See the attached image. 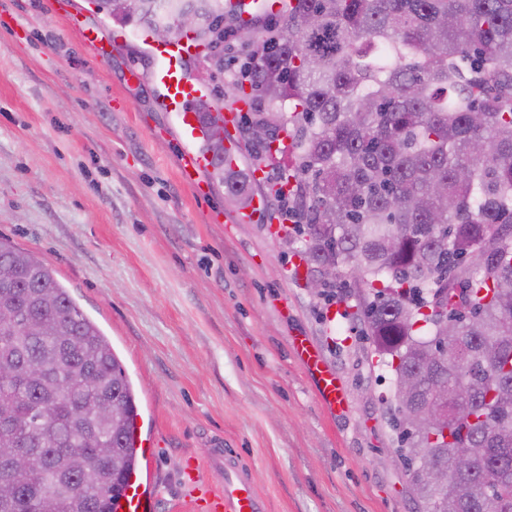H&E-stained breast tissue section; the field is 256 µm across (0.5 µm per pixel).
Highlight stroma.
Here are the masks:
<instances>
[{
  "label": "stroma",
  "mask_w": 512,
  "mask_h": 512,
  "mask_svg": "<svg viewBox=\"0 0 512 512\" xmlns=\"http://www.w3.org/2000/svg\"><path fill=\"white\" fill-rule=\"evenodd\" d=\"M98 28V61L78 27ZM141 28L85 0H0V235L41 258L100 328L131 381L155 512H188L224 483L217 446L248 465L269 512H415L386 414L394 388L364 333L363 292L312 294L301 241L241 224L223 185L178 176L192 149L158 111ZM221 212L222 223L211 222ZM307 339L342 386L323 404L293 348Z\"/></svg>",
  "instance_id": "1"
}]
</instances>
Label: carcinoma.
<instances>
[{
    "label": "carcinoma",
    "mask_w": 512,
    "mask_h": 512,
    "mask_svg": "<svg viewBox=\"0 0 512 512\" xmlns=\"http://www.w3.org/2000/svg\"><path fill=\"white\" fill-rule=\"evenodd\" d=\"M225 0H88L95 13L151 31L193 12L199 36L224 25ZM263 53L245 59L253 119L287 131L270 190L281 221L304 236L308 275L333 260L372 293L364 307L376 354L421 384L392 397L409 477L438 465L448 485L411 481L422 512H512V0H285L252 20ZM288 25V37L272 33ZM202 150L237 207L251 172L226 170L224 137ZM0 305L42 325L0 332V447L33 465L0 479V512H115L137 467L136 397L112 346L49 265L0 241ZM381 287H376V284ZM448 305L443 327L422 309ZM431 337L415 338L419 322ZM447 396L448 439L402 426ZM103 400L117 416L98 417ZM471 449L461 471L456 454Z\"/></svg>",
    "instance_id": "obj_1"
}]
</instances>
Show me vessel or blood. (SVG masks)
<instances>
[{"instance_id": "obj_1", "label": "vessel or blood", "mask_w": 512, "mask_h": 512, "mask_svg": "<svg viewBox=\"0 0 512 512\" xmlns=\"http://www.w3.org/2000/svg\"><path fill=\"white\" fill-rule=\"evenodd\" d=\"M226 8L237 10L242 21H250L255 14L274 10L273 0H226ZM200 49L191 38L182 37L156 47L157 63L151 80L160 94L156 100L159 111L172 115L185 139L201 135L204 123L191 109L199 87L184 75L185 62L198 56ZM212 158L207 154L188 152L182 159L180 175L183 181L194 185L199 193H209L210 187L202 174L211 168ZM296 350L308 368L317 376L321 399L332 408L341 407L342 390L334 372L328 369L319 352L305 342H297ZM224 485L193 503L195 512H267L265 502L255 488L250 473L232 457H224ZM118 512H155V500L142 472H132L121 496Z\"/></svg>"}]
</instances>
